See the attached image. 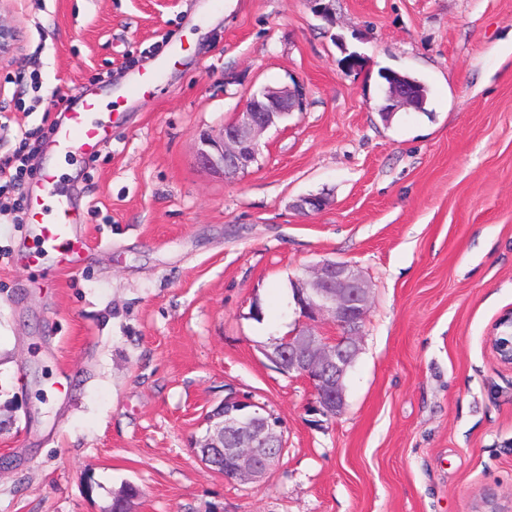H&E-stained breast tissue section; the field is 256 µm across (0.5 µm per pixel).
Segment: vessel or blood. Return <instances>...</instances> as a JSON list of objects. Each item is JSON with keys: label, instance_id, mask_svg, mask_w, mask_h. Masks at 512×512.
<instances>
[{"label": "vessel or blood", "instance_id": "1", "mask_svg": "<svg viewBox=\"0 0 512 512\" xmlns=\"http://www.w3.org/2000/svg\"><path fill=\"white\" fill-rule=\"evenodd\" d=\"M97 97L82 91L77 102L67 103L63 120L56 122L47 138L51 151L63 156L78 155L92 158L112 137V126L98 116ZM43 190L53 191L52 201L31 194L27 204L30 253L29 263L43 274H51L50 256L67 257L78 263L85 242L80 233L82 214L79 207L64 194L54 192L56 183L52 168H40L35 179Z\"/></svg>", "mask_w": 512, "mask_h": 512}]
</instances>
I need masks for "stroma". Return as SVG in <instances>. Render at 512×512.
Returning a JSON list of instances; mask_svg holds the SVG:
<instances>
[{
	"label": "stroma",
	"mask_w": 512,
	"mask_h": 512,
	"mask_svg": "<svg viewBox=\"0 0 512 512\" xmlns=\"http://www.w3.org/2000/svg\"><path fill=\"white\" fill-rule=\"evenodd\" d=\"M12 0L0 157L78 87L112 139L61 165L86 216L81 263L43 280L0 223V512H474L512 505V372L485 348L512 309V0ZM153 90L122 99L163 38ZM427 112L383 121L381 71ZM301 85L302 111L245 171L202 168L246 99ZM327 206L300 212V197ZM324 260L370 289L342 414L263 349L296 330L292 288ZM283 423L257 482L191 443L224 398ZM381 78L385 80L386 87L384 90V102L379 108V114L383 121H390L393 115L396 113L390 106L386 97L391 91V87H406L410 89L415 96V110L425 111V107L429 99V88L420 80L407 73H399L391 70L384 71L381 73Z\"/></svg>",
	"instance_id": "1"
}]
</instances>
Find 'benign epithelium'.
I'll use <instances>...</instances> for the list:
<instances>
[{
  "mask_svg": "<svg viewBox=\"0 0 512 512\" xmlns=\"http://www.w3.org/2000/svg\"><path fill=\"white\" fill-rule=\"evenodd\" d=\"M15 40V27L0 17V58L10 54ZM301 106L302 92L297 88H264L246 100L218 137L199 138L198 161L224 176L248 168L258 159L263 133ZM325 205L322 196L311 194L300 198L296 208L315 212ZM295 304L301 326L295 334L274 341L265 355L282 373L308 382L313 411L334 417L345 408L344 379L359 353L370 309L369 288L352 264L323 260L309 270L307 278L295 282ZM320 319L331 322L338 334L327 336L320 331ZM486 348L500 367L512 371V312L495 322ZM206 424L193 453L211 467L215 453L223 452L226 479L258 481L284 448L281 421L249 398L224 400L207 415Z\"/></svg>",
  "mask_w": 512,
  "mask_h": 512,
  "instance_id": "benign-epithelium-1",
  "label": "benign epithelium"
}]
</instances>
